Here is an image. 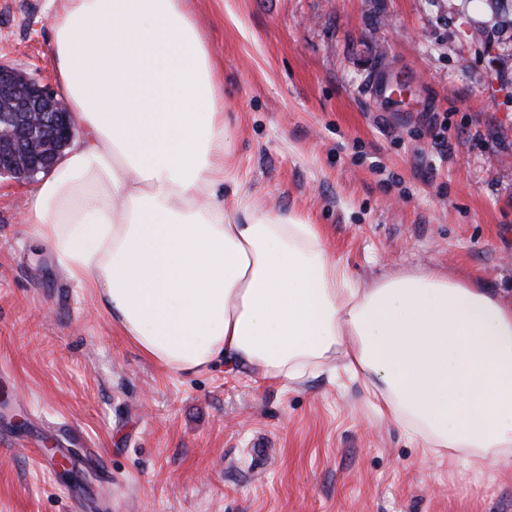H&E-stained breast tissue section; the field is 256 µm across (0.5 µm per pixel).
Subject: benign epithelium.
I'll return each instance as SVG.
<instances>
[{"label": "benign epithelium", "mask_w": 512, "mask_h": 512, "mask_svg": "<svg viewBox=\"0 0 512 512\" xmlns=\"http://www.w3.org/2000/svg\"><path fill=\"white\" fill-rule=\"evenodd\" d=\"M76 134L67 104L50 87L0 61V176L34 180Z\"/></svg>", "instance_id": "obj_1"}]
</instances>
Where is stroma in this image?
<instances>
[{
	"instance_id": "obj_1",
	"label": "stroma",
	"mask_w": 512,
	"mask_h": 512,
	"mask_svg": "<svg viewBox=\"0 0 512 512\" xmlns=\"http://www.w3.org/2000/svg\"><path fill=\"white\" fill-rule=\"evenodd\" d=\"M186 5L239 196L320 225L362 286L434 271L512 302V0ZM55 9L0 0V61L52 80ZM28 189L0 178V512H512V468L437 464L361 380L144 358L35 239ZM74 429L71 480L18 444Z\"/></svg>"
}]
</instances>
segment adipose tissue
Returning a JSON list of instances; mask_svg holds the SVG:
<instances>
[{"instance_id": "adipose-tissue-1", "label": "adipose tissue", "mask_w": 512, "mask_h": 512, "mask_svg": "<svg viewBox=\"0 0 512 512\" xmlns=\"http://www.w3.org/2000/svg\"><path fill=\"white\" fill-rule=\"evenodd\" d=\"M52 29L78 134L26 221L142 356L285 386L339 359L438 461L512 466V305L432 272L361 287L319 225L232 191L224 85L185 0H62Z\"/></svg>"}]
</instances>
